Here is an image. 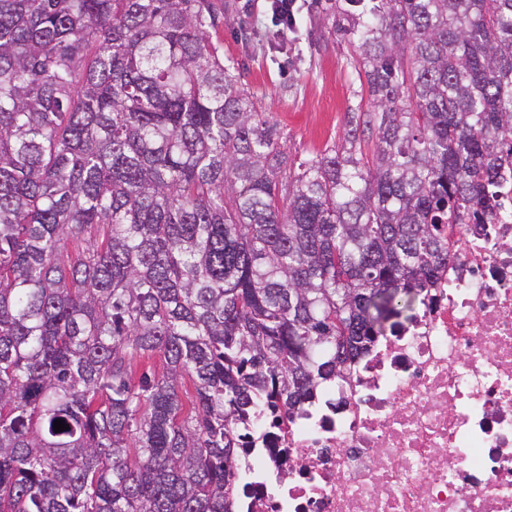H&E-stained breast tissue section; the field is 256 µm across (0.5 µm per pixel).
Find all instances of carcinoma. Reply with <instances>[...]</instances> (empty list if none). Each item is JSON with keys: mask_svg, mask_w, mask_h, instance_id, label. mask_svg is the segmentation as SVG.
<instances>
[{"mask_svg": "<svg viewBox=\"0 0 512 512\" xmlns=\"http://www.w3.org/2000/svg\"><path fill=\"white\" fill-rule=\"evenodd\" d=\"M347 2L370 107L292 162L210 0H0V512H240L256 410L314 404L489 219L512 0Z\"/></svg>", "mask_w": 512, "mask_h": 512, "instance_id": "obj_1", "label": "carcinoma"}]
</instances>
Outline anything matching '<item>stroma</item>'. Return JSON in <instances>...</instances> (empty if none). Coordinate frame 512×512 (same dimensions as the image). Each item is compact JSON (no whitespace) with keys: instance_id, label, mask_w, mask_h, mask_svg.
<instances>
[{"instance_id":"35a3bbf8","label":"stroma","mask_w":512,"mask_h":512,"mask_svg":"<svg viewBox=\"0 0 512 512\" xmlns=\"http://www.w3.org/2000/svg\"><path fill=\"white\" fill-rule=\"evenodd\" d=\"M211 42L238 67L288 146L300 160L341 144L351 111L366 108L359 51L336 28L346 0H298L293 30L281 33L262 16L261 0H212Z\"/></svg>"}]
</instances>
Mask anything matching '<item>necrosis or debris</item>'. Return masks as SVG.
<instances>
[{
	"instance_id": "obj_1",
	"label": "necrosis or debris",
	"mask_w": 512,
	"mask_h": 512,
	"mask_svg": "<svg viewBox=\"0 0 512 512\" xmlns=\"http://www.w3.org/2000/svg\"><path fill=\"white\" fill-rule=\"evenodd\" d=\"M415 319L264 440L242 512H512V156Z\"/></svg>"
}]
</instances>
